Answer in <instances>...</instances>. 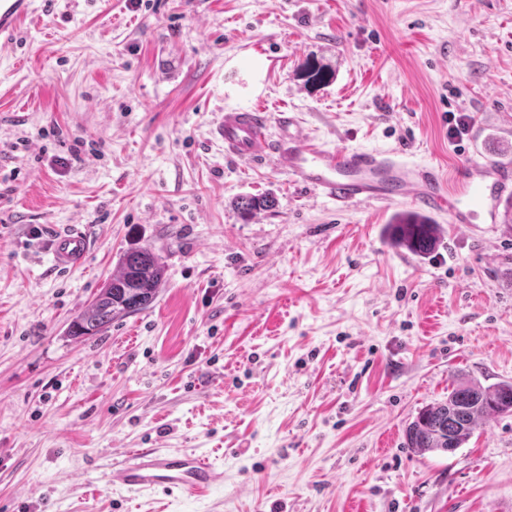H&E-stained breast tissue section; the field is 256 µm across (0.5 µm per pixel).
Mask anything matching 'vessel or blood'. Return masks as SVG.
Returning <instances> with one entry per match:
<instances>
[{
	"label": "vessel or blood",
	"mask_w": 512,
	"mask_h": 512,
	"mask_svg": "<svg viewBox=\"0 0 512 512\" xmlns=\"http://www.w3.org/2000/svg\"><path fill=\"white\" fill-rule=\"evenodd\" d=\"M32 0H0V37L9 35L29 14ZM277 136H270V129ZM226 156L248 162L275 157L292 184L332 201L343 211L358 204L421 203L447 212L452 224H468L477 212L490 223L500 221L499 205L512 192V179L492 161L464 160L447 174L411 165L403 151H364L312 143L295 113L266 116L255 110L225 108L215 128ZM56 269L73 271L90 254V241L80 230L60 232L51 241ZM224 474L203 454L188 449L143 448L114 463L110 480L127 491L163 490L202 495L222 482Z\"/></svg>",
	"instance_id": "vessel-or-blood-1"
}]
</instances>
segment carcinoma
Masks as SVG:
<instances>
[{"label": "carcinoma", "instance_id": "1", "mask_svg": "<svg viewBox=\"0 0 512 512\" xmlns=\"http://www.w3.org/2000/svg\"><path fill=\"white\" fill-rule=\"evenodd\" d=\"M236 206L246 217L257 210L274 208L276 199L272 195L243 196ZM386 233L391 244L419 257L432 254L439 243V225L414 211L397 214L386 225ZM163 274V265L151 247L124 253L117 272L72 321L70 335L98 336L114 318L146 308L155 300ZM506 395L512 396V384L508 382L487 387L475 380L453 382L447 400L425 406L408 424L404 432L406 447L421 454L462 447L489 417L512 414V401H504Z\"/></svg>", "mask_w": 512, "mask_h": 512}]
</instances>
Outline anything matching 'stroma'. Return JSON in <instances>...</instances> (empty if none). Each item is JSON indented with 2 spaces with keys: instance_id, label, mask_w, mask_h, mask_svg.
I'll return each instance as SVG.
<instances>
[{
  "instance_id": "obj_1",
  "label": "stroma",
  "mask_w": 512,
  "mask_h": 512,
  "mask_svg": "<svg viewBox=\"0 0 512 512\" xmlns=\"http://www.w3.org/2000/svg\"><path fill=\"white\" fill-rule=\"evenodd\" d=\"M34 8L0 49V512H512V414L451 453L404 446L454 380L512 383V223L420 206L441 226L421 258L384 233L409 203L337 211L212 133L228 106L288 110L327 147L512 170V0ZM72 224L91 254L63 272L48 244ZM146 245L152 304L69 336ZM136 448L224 480L127 492L109 467ZM237 209L243 217H247L257 210H270L276 206V199L272 195L243 196L236 202Z\"/></svg>"
}]
</instances>
